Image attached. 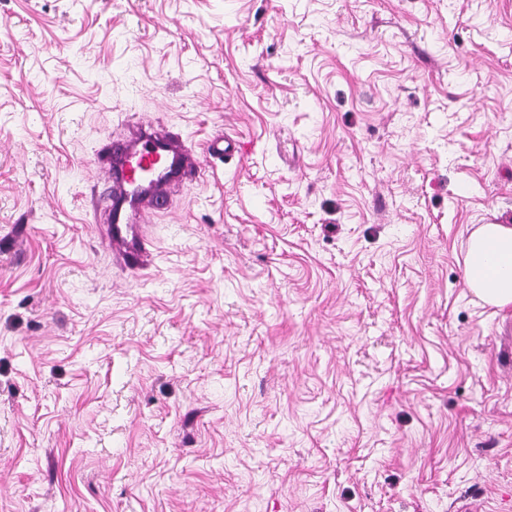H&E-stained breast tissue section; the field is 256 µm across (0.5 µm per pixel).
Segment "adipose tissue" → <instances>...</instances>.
Wrapping results in <instances>:
<instances>
[{"instance_id":"adipose-tissue-1","label":"adipose tissue","mask_w":512,"mask_h":512,"mask_svg":"<svg viewBox=\"0 0 512 512\" xmlns=\"http://www.w3.org/2000/svg\"><path fill=\"white\" fill-rule=\"evenodd\" d=\"M464 277L484 301L500 307L512 304L511 224H483L472 233Z\"/></svg>"}]
</instances>
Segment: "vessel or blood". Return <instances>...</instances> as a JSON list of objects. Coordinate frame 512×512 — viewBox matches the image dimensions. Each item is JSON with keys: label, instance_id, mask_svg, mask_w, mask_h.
<instances>
[{"label": "vessel or blood", "instance_id": "1", "mask_svg": "<svg viewBox=\"0 0 512 512\" xmlns=\"http://www.w3.org/2000/svg\"><path fill=\"white\" fill-rule=\"evenodd\" d=\"M101 165L109 173L99 201L108 214L102 240L123 268L142 267L149 254L145 228L173 186L195 180L201 160L172 133L144 125L114 138Z\"/></svg>", "mask_w": 512, "mask_h": 512}]
</instances>
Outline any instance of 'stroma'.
<instances>
[{"label":"stroma","instance_id":"obj_1","mask_svg":"<svg viewBox=\"0 0 512 512\" xmlns=\"http://www.w3.org/2000/svg\"><path fill=\"white\" fill-rule=\"evenodd\" d=\"M209 162L116 267L95 153ZM512 0H0V512H512ZM464 277L484 301L512 304V225L482 224L471 235L465 256Z\"/></svg>","mask_w":512,"mask_h":512}]
</instances>
